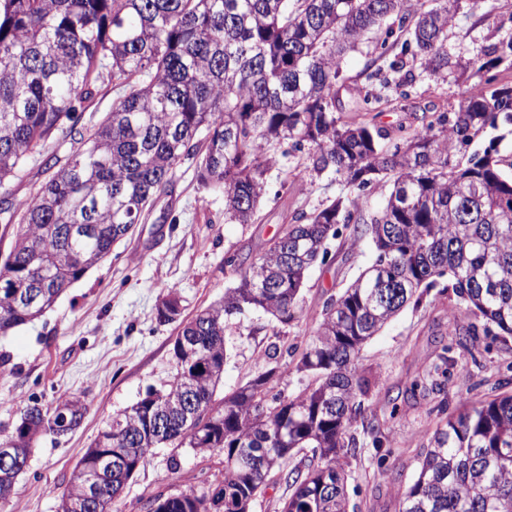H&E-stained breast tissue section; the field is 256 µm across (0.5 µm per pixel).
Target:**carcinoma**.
Returning a JSON list of instances; mask_svg holds the SVG:
<instances>
[{
	"label": "carcinoma",
	"mask_w": 512,
	"mask_h": 512,
	"mask_svg": "<svg viewBox=\"0 0 512 512\" xmlns=\"http://www.w3.org/2000/svg\"><path fill=\"white\" fill-rule=\"evenodd\" d=\"M0 0V189L61 133L80 147L48 173L29 203L0 214L17 225L0 263V335L42 315L73 283L112 252L157 196L173 190L176 170L196 160V178L224 197V219L258 220L271 147H308L304 171L333 174L348 188L391 184L367 213L340 193L318 211L295 214L255 261L228 260L235 285L224 299L181 321L185 342L177 373L162 389L112 417L76 463L58 512H76L95 455L113 446L131 456L112 471L93 512H122V490L145 462L141 448L224 455V480L212 492L192 488L151 498V512H250L267 483L288 487L281 512H348L347 430L362 412L365 380L356 370L363 344L419 289L448 287L466 310L512 335V82L490 76L462 93L456 111L412 112L413 133H390L366 118L381 96L365 94L343 119L336 100L343 61L367 33L386 25L383 75L391 100H407L392 81L408 63L443 80L512 71V32L473 57L448 52L456 16L481 0ZM408 35L403 41L395 31ZM387 74H382V71ZM109 82L118 93L104 120L85 134L77 105ZM365 236L374 262L324 306L296 369L310 376L299 393L270 395L268 369L217 396L224 376V323L262 311L286 326L308 273L325 263L332 241ZM53 280L29 305L17 293L41 268ZM161 321H180L181 300L161 298ZM41 408L28 405L0 446L27 455L42 434ZM310 450L308 463L288 460ZM400 512H512V394L467 404L445 417L419 455L418 474L401 493Z\"/></svg>",
	"instance_id": "obj_1"
}]
</instances>
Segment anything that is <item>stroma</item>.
I'll list each match as a JSON object with an SVG mask.
<instances>
[{
    "label": "stroma",
    "instance_id": "1",
    "mask_svg": "<svg viewBox=\"0 0 512 512\" xmlns=\"http://www.w3.org/2000/svg\"><path fill=\"white\" fill-rule=\"evenodd\" d=\"M512 31V0H484L475 11L459 14L448 45L472 54ZM380 46L368 37L343 63L347 77L339 98L351 106L372 82L364 66ZM411 105L455 111L462 89L414 70ZM280 157L268 175L261 203L262 221L236 224L224 218V199L198 183L194 160L183 161L170 194L161 195L132 236L111 256L68 288L42 317L0 335V433H10L29 401L46 408L62 398L89 406L75 432L35 442L27 469L18 477L11 499L0 512H55L57 490L99 430L112 416L130 408L148 389L166 386L176 372L173 343L176 324L157 320L159 300L176 289L184 316L223 299L234 278L224 264L233 252L261 255L280 226L293 214L320 208L341 189L335 176L315 177L313 187L282 189L281 181L300 153L290 144L274 146ZM327 264L316 265L288 327L251 312L226 323L227 360L224 390L232 392L258 374L276 368V394L289 396L308 381L297 372L290 351L304 345L324 304L353 281L375 258L370 239L350 245L334 241ZM466 334L456 345L449 326ZM450 360L447 380L433 367L440 355ZM357 373L368 382L364 412L351 427L356 443L341 464L347 477L349 512H398L400 494L417 474V454L435 430L440 415H454L462 402L479 403L512 393V338L487 332L465 310L463 301L443 287L424 292L407 304L362 348ZM379 426L383 447L371 444ZM218 460L199 462L191 452L170 468L169 451L156 448L121 495L123 512H140L148 497L214 485Z\"/></svg>",
    "mask_w": 512,
    "mask_h": 512
}]
</instances>
